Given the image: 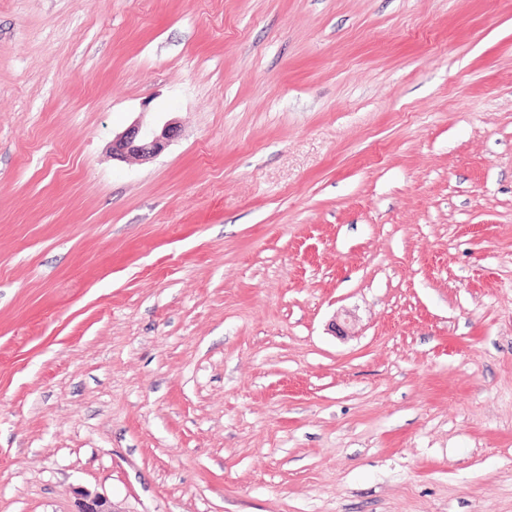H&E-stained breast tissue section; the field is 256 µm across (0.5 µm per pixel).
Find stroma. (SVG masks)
I'll list each match as a JSON object with an SVG mask.
<instances>
[{"mask_svg":"<svg viewBox=\"0 0 512 512\" xmlns=\"http://www.w3.org/2000/svg\"><path fill=\"white\" fill-rule=\"evenodd\" d=\"M84 493L512 512V0H0V512ZM177 127L165 124L158 132L135 124L112 140V156L122 160L138 157L142 160L156 156L177 135Z\"/></svg>","mask_w":512,"mask_h":512,"instance_id":"stroma-1","label":"stroma"}]
</instances>
